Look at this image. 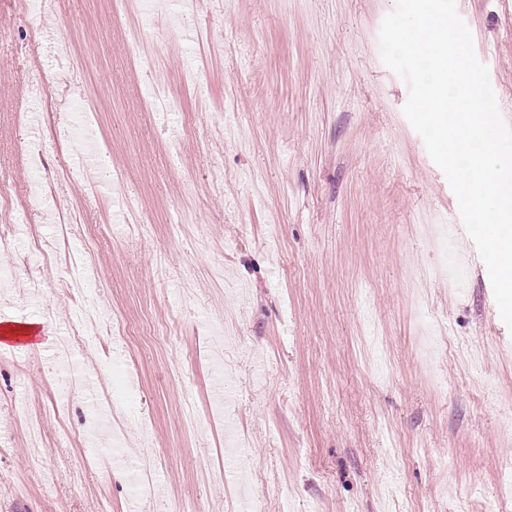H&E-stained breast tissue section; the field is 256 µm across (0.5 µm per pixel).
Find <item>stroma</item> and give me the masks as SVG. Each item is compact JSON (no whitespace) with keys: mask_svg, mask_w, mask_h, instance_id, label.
<instances>
[{"mask_svg":"<svg viewBox=\"0 0 512 512\" xmlns=\"http://www.w3.org/2000/svg\"><path fill=\"white\" fill-rule=\"evenodd\" d=\"M35 2L36 47L0 0V182L43 253L0 250V323L51 314L108 388L121 337L75 310L136 321L125 455L156 449L159 493L139 506L128 472L100 467L94 396L53 415L48 336L0 349V512H512V331L381 61L395 0H169L155 64L131 61L109 0ZM457 10L512 113V0ZM72 69V105L28 111L42 74ZM160 70L177 109L141 112ZM86 98L109 152L70 134ZM71 245L100 271L82 300L60 286Z\"/></svg>","mask_w":512,"mask_h":512,"instance_id":"35a3bbf8","label":"stroma"}]
</instances>
